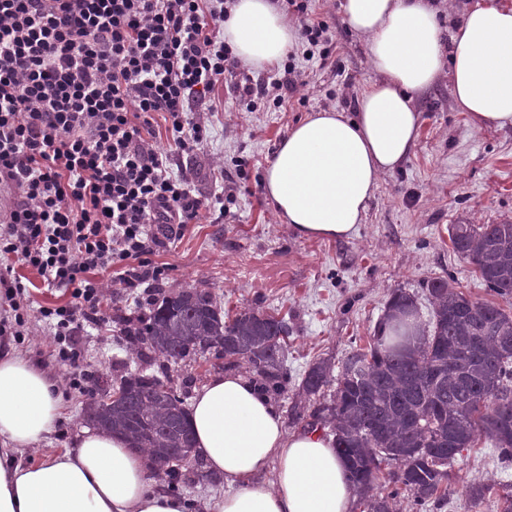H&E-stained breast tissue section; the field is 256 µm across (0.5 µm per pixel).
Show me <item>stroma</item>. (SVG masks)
Here are the masks:
<instances>
[{
    "mask_svg": "<svg viewBox=\"0 0 512 512\" xmlns=\"http://www.w3.org/2000/svg\"><path fill=\"white\" fill-rule=\"evenodd\" d=\"M344 0H309L315 18L325 21L336 47L338 67L297 59L307 83L305 103L290 99L282 106L265 104L247 111L234 87L273 75V68L239 66L233 77L218 83L208 115V139L201 152L184 158L193 174L192 189L204 199L231 190L223 209H201L180 236L152 255L165 267L168 291L209 288L226 311L255 308L285 315L293 334L285 351L288 384L273 403L286 415L288 431L306 428L290 420L299 403L298 385L309 364L319 359L342 361L365 346L392 291L415 293L422 312L431 305L427 280L453 278L472 299H492L467 259L453 251L448 229L459 219L491 224L512 218V126L475 128L454 101L448 79L417 95L422 114L419 137L404 165L384 174L368 204L362 224L349 239L298 237L279 222L263 195L262 180L277 142L290 127L326 109L354 111L362 91L375 80L362 36L344 21ZM223 162L224 180L216 182L213 163ZM15 275L30 294L28 335L7 347L43 366L54 379L62 371L46 359L48 324L41 308L69 302L68 292L47 287L31 268L19 265ZM149 311L140 293L117 289L110 320L85 328L79 336L84 369L104 383L136 372L143 363L116 323ZM63 416L54 433L24 451L23 462L35 463L66 448L82 428L85 404L92 393L61 387ZM448 499L437 512H500L499 498L512 485V460L498 457L493 445L478 439L458 455L452 467ZM480 483L488 491L473 502L468 488Z\"/></svg>",
    "mask_w": 512,
    "mask_h": 512,
    "instance_id": "35a3bbf8",
    "label": "stroma"
}]
</instances>
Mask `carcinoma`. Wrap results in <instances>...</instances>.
I'll return each instance as SVG.
<instances>
[{
	"instance_id": "1",
	"label": "carcinoma",
	"mask_w": 512,
	"mask_h": 512,
	"mask_svg": "<svg viewBox=\"0 0 512 512\" xmlns=\"http://www.w3.org/2000/svg\"><path fill=\"white\" fill-rule=\"evenodd\" d=\"M450 241L491 292L512 298V221L460 220ZM425 289L428 319H421L415 294L394 290L368 345L353 350L335 376L327 362L311 364L299 384L319 402L313 417L328 424L367 512H391L402 491L417 512L445 500L448 468L480 436L512 459V312L471 299L443 276ZM126 333L168 362L211 354L224 359L220 370L246 365L267 392L288 383V321L255 309L226 318L209 289L157 292L149 314ZM116 392L112 400L91 399L83 419L144 450L170 492L195 478L215 480L195 454L185 388L131 373Z\"/></svg>"
}]
</instances>
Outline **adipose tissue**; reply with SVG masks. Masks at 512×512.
Listing matches in <instances>:
<instances>
[{
  "instance_id": "obj_1",
  "label": "adipose tissue",
  "mask_w": 512,
  "mask_h": 512,
  "mask_svg": "<svg viewBox=\"0 0 512 512\" xmlns=\"http://www.w3.org/2000/svg\"><path fill=\"white\" fill-rule=\"evenodd\" d=\"M345 22L366 37L377 78L353 113H314L276 146L262 188L302 238L344 240L361 224L381 174L408 158L419 136L414 97L448 75L475 126L512 124V7L476 0L442 34L435 0H344ZM298 25L273 0H237L224 39L249 67L276 66ZM61 417L55 383L29 358L0 353V512H185L155 486L146 456L120 436L82 428L37 462L16 453L46 439ZM196 452L231 489L209 512H350L355 497L333 437L288 432L256 382L216 372L189 408ZM276 462L274 482L262 480Z\"/></svg>"
}]
</instances>
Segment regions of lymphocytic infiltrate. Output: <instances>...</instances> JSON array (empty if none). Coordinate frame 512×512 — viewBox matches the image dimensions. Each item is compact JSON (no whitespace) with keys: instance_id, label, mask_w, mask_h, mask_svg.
Returning <instances> with one entry per match:
<instances>
[{"instance_id":"f902f5d3","label":"lymphocytic infiltrate","mask_w":512,"mask_h":512,"mask_svg":"<svg viewBox=\"0 0 512 512\" xmlns=\"http://www.w3.org/2000/svg\"><path fill=\"white\" fill-rule=\"evenodd\" d=\"M307 57L326 64L335 48L308 0H285ZM224 0H0V180L15 191L0 225V336L26 334L29 297L14 264L36 270L68 304L53 320L49 356L71 388L90 381L77 348L81 329L107 321L113 285L160 288L151 261L203 205L175 159L200 150L215 85L238 61L219 33ZM295 66L259 86L250 104H283L306 85ZM163 118L172 149L153 124ZM113 281L98 279L101 271Z\"/></svg>"}]
</instances>
